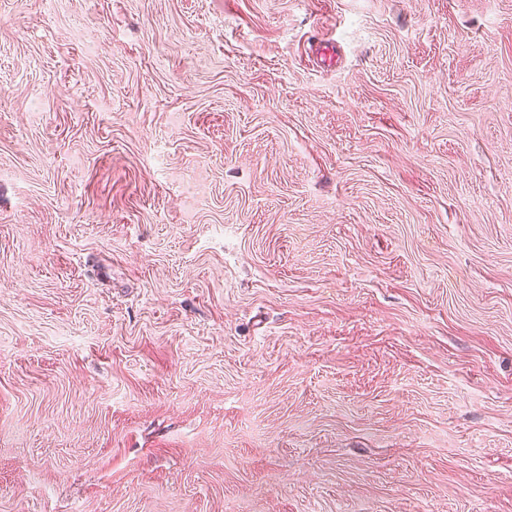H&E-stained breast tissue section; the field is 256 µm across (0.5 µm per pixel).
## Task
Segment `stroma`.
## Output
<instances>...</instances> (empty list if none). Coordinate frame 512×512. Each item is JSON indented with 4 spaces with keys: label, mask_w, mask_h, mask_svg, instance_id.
<instances>
[{
    "label": "stroma",
    "mask_w": 512,
    "mask_h": 512,
    "mask_svg": "<svg viewBox=\"0 0 512 512\" xmlns=\"http://www.w3.org/2000/svg\"><path fill=\"white\" fill-rule=\"evenodd\" d=\"M0 512H512V0H0Z\"/></svg>",
    "instance_id": "stroma-1"
}]
</instances>
